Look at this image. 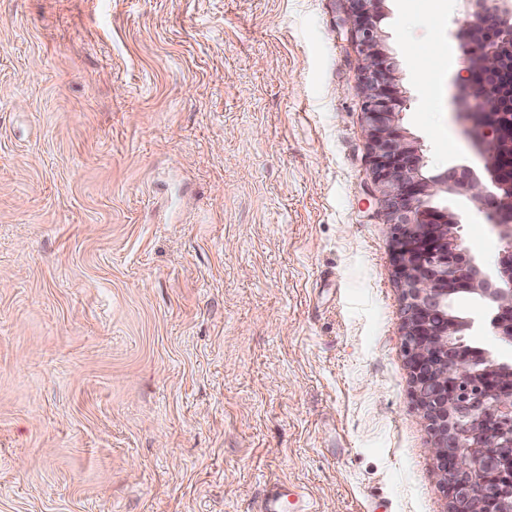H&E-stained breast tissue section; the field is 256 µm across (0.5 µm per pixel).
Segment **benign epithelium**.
<instances>
[{
  "label": "benign epithelium",
  "instance_id": "benign-epithelium-1",
  "mask_svg": "<svg viewBox=\"0 0 512 512\" xmlns=\"http://www.w3.org/2000/svg\"><path fill=\"white\" fill-rule=\"evenodd\" d=\"M349 2L344 23L363 55L374 184L394 245L404 353L429 452L445 481L449 512H512V362L469 346L464 336L474 321L453 306L459 295L478 296L491 334L512 345V141L504 142L501 127L512 22L500 0H470L472 21L459 34L465 76L457 98L482 147L485 176L468 166L431 174L421 142L401 125L407 96L381 28L386 0ZM458 192L501 231L504 246L491 268L470 254L458 216L436 203L440 194Z\"/></svg>",
  "mask_w": 512,
  "mask_h": 512
}]
</instances>
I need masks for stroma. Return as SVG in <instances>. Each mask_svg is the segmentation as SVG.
<instances>
[{"label": "stroma", "instance_id": "1", "mask_svg": "<svg viewBox=\"0 0 512 512\" xmlns=\"http://www.w3.org/2000/svg\"><path fill=\"white\" fill-rule=\"evenodd\" d=\"M344 0H0V512H449ZM467 0L381 26L431 172L481 169ZM442 203L492 265L499 228ZM469 343L512 346L462 295Z\"/></svg>", "mask_w": 512, "mask_h": 512}]
</instances>
